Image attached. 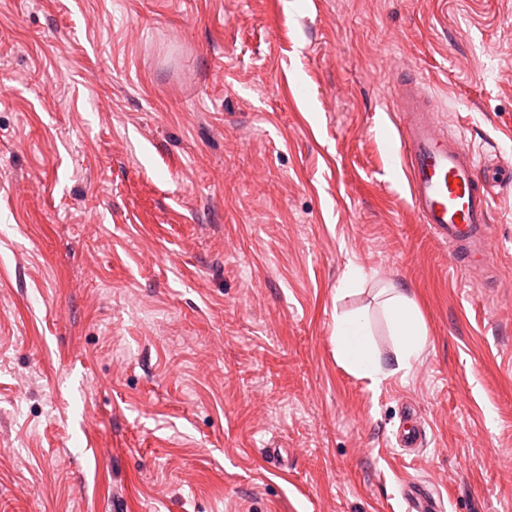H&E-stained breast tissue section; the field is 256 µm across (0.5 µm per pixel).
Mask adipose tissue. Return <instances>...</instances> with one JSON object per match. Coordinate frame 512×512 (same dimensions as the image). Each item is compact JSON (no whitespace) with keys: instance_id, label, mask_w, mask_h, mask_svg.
Here are the masks:
<instances>
[{"instance_id":"adipose-tissue-1","label":"adipose tissue","mask_w":512,"mask_h":512,"mask_svg":"<svg viewBox=\"0 0 512 512\" xmlns=\"http://www.w3.org/2000/svg\"><path fill=\"white\" fill-rule=\"evenodd\" d=\"M382 308L395 344L394 368H387L376 355L370 318L362 310L337 314L332 344L335 357L349 373L379 386L392 372H409L427 344V333L417 303L401 288H381Z\"/></svg>"}]
</instances>
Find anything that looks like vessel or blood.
I'll list each match as a JSON object with an SVG mask.
<instances>
[{"mask_svg": "<svg viewBox=\"0 0 512 512\" xmlns=\"http://www.w3.org/2000/svg\"><path fill=\"white\" fill-rule=\"evenodd\" d=\"M396 101L413 210L448 243L459 264L466 268L486 265L492 191L495 183L512 182V172L499 171L493 181L478 179L474 152L440 128L423 103L417 80L406 81ZM405 504L406 512L440 509L432 494L416 487L409 489Z\"/></svg>", "mask_w": 512, "mask_h": 512, "instance_id": "obj_1", "label": "vessel or blood"}]
</instances>
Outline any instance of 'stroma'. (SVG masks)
<instances>
[{"instance_id": "obj_1", "label": "stroma", "mask_w": 512, "mask_h": 512, "mask_svg": "<svg viewBox=\"0 0 512 512\" xmlns=\"http://www.w3.org/2000/svg\"><path fill=\"white\" fill-rule=\"evenodd\" d=\"M407 78L512 164V0H0V512H512V192L456 264ZM386 283L427 345L373 389L331 332L391 363ZM407 512H437L440 506L428 491L422 488H411L405 496Z\"/></svg>"}]
</instances>
